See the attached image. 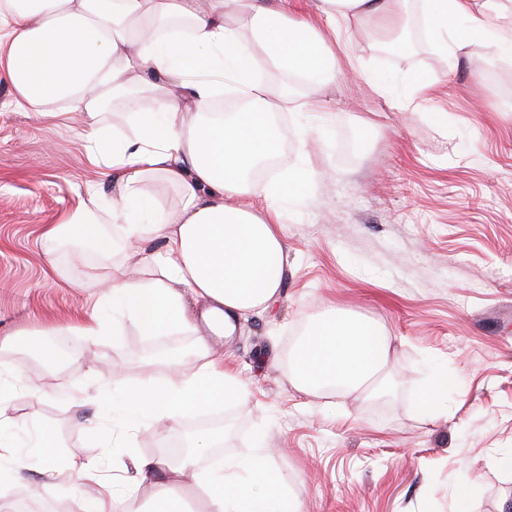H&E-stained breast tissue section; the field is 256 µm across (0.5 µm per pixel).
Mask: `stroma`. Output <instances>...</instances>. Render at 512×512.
I'll use <instances>...</instances> for the list:
<instances>
[{"instance_id":"stroma-1","label":"stroma","mask_w":512,"mask_h":512,"mask_svg":"<svg viewBox=\"0 0 512 512\" xmlns=\"http://www.w3.org/2000/svg\"><path fill=\"white\" fill-rule=\"evenodd\" d=\"M347 41L335 81L289 92L275 115L278 163L266 180L286 233L280 298L211 339L246 397L160 429L113 414L112 397L140 383L145 357L164 348L183 349V372H195V338L183 330L149 344L128 323L116 336L80 334L96 298L91 267L133 271L139 257L104 262L44 242L92 176L86 137L42 122L0 81V435L24 465L0 469V512L20 489L29 512L48 502L84 512L87 467L111 479L121 512H143L160 490L124 482L135 460L184 467L172 443L227 414L238 427L223 439L225 460L271 449L298 512H512V469L502 464L512 455V59L480 45L454 58L410 34L396 50L368 22L351 25ZM415 73L434 82L425 96L408 84ZM377 74L386 95L369 85ZM313 98L322 112L309 111ZM332 307L391 336L383 406L365 392L312 397L293 386L298 330ZM442 368L458 385L422 417L411 389Z\"/></svg>"}]
</instances>
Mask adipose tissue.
<instances>
[{
	"label": "adipose tissue",
	"mask_w": 512,
	"mask_h": 512,
	"mask_svg": "<svg viewBox=\"0 0 512 512\" xmlns=\"http://www.w3.org/2000/svg\"><path fill=\"white\" fill-rule=\"evenodd\" d=\"M293 0H0V75L20 106L38 117L87 131L85 161L115 188L109 218L116 236L100 228L98 182L64 222L44 237L92 243L100 257L137 246L140 271L95 278L99 290L80 325L104 336L103 306L144 336H166L193 323L185 297L193 295L209 333L231 334L234 322L272 306L281 294L285 232L277 209L258 206L267 184L248 179L256 161L278 145L272 116L285 91L254 77V49L262 47L278 68L304 76L314 87L336 79V48L349 22L376 23L394 39L405 23L406 0H319L323 19L312 27L294 20ZM424 19L437 48L454 57L483 45L512 59V29L502 22L512 0H423ZM236 8L245 31L227 27ZM230 79L251 108L231 117L211 112L213 78ZM162 89L163 103L144 109L141 94ZM122 101L137 129L132 140L106 142L104 93ZM162 176L180 194L177 208L147 217L143 185ZM204 358L192 374L179 372L180 356L154 360V375L123 391L112 407L131 422L178 420L191 408L239 401L246 390L197 339ZM391 338L371 321L332 310L313 323L293 356V385L314 396L328 386L354 393L388 362ZM240 478L225 459L210 461L207 512H282L269 457L247 463Z\"/></svg>",
	"instance_id": "adipose-tissue-1"
}]
</instances>
